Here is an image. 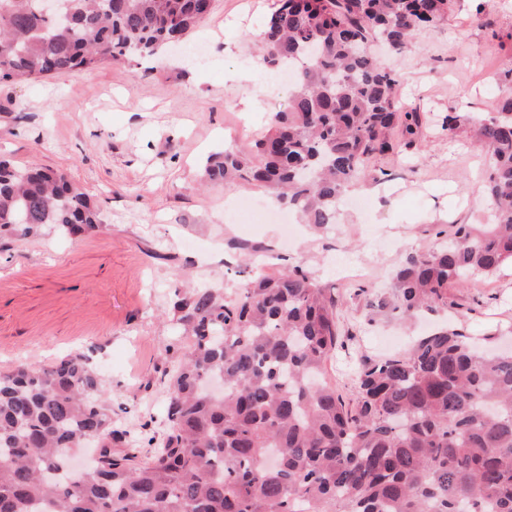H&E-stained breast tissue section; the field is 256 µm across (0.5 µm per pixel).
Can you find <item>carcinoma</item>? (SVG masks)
<instances>
[{"label": "carcinoma", "mask_w": 512, "mask_h": 512, "mask_svg": "<svg viewBox=\"0 0 512 512\" xmlns=\"http://www.w3.org/2000/svg\"><path fill=\"white\" fill-rule=\"evenodd\" d=\"M0 0V81L85 71L157 56L168 37L208 18V0ZM452 0H278L260 39L268 69L293 67L288 108L249 154L207 158L203 180L262 188L319 229L347 192L376 179L369 162L414 143L419 118L396 96L400 75L368 44L402 54ZM468 118L445 116L453 137ZM489 223L452 224L439 249L394 274L404 319L461 309L449 289L512 264V97L481 117ZM45 224L79 234L99 212L67 174L0 159V232L23 240ZM185 343L168 374L166 429L142 424L141 456L112 427V396L85 354L0 373V512H512V351L471 340L463 320L400 353L364 361L345 401L324 365L340 329L336 301L306 267L254 273L221 288L175 292ZM98 436L103 466L71 468Z\"/></svg>", "instance_id": "1"}]
</instances>
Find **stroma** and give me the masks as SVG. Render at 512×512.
<instances>
[{
    "instance_id": "1",
    "label": "stroma",
    "mask_w": 512,
    "mask_h": 512,
    "mask_svg": "<svg viewBox=\"0 0 512 512\" xmlns=\"http://www.w3.org/2000/svg\"><path fill=\"white\" fill-rule=\"evenodd\" d=\"M275 0H214L208 22L178 50L134 57L73 74L0 82V157L65 171L101 211L100 229L67 236L42 229L0 240V370L92 355L128 413L115 421L137 431L164 415L167 346L179 344L168 311L190 282L237 291L243 271L301 263L336 300L343 348L325 364L345 399L354 370L390 355L388 335L411 341L424 321L372 314L390 296V273L413 251L436 244L438 230L483 221L486 157L470 134L441 128L451 112L496 111L512 67V0H456L448 19L414 35L402 56L371 51L401 72L400 101L418 112L412 146L376 157L379 182L353 193L361 210L342 208L327 232L305 224L286 232L288 210L256 187H201L208 155L249 151L268 113L290 89L271 83L255 54ZM474 337H512V269L476 276L453 289Z\"/></svg>"
}]
</instances>
